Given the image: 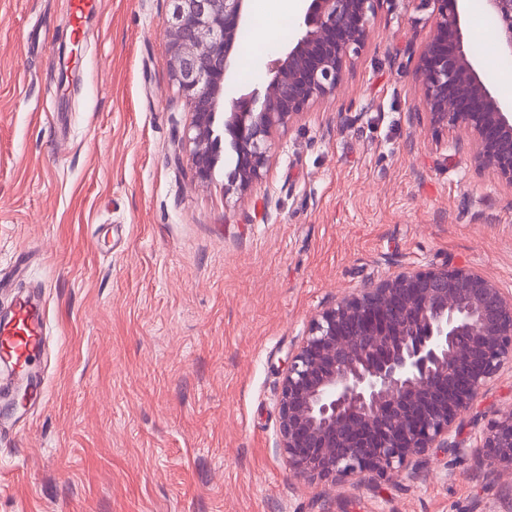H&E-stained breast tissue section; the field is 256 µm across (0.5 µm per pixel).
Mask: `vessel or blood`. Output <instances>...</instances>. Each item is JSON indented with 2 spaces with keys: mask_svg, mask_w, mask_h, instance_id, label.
Segmentation results:
<instances>
[{
  "mask_svg": "<svg viewBox=\"0 0 512 512\" xmlns=\"http://www.w3.org/2000/svg\"><path fill=\"white\" fill-rule=\"evenodd\" d=\"M71 35L81 38L83 20L99 10V0H70ZM47 335L46 309L31 294L15 291L11 316L0 318V387L37 388L31 370L42 354Z\"/></svg>",
  "mask_w": 512,
  "mask_h": 512,
  "instance_id": "vessel-or-blood-1",
  "label": "vessel or blood"
}]
</instances>
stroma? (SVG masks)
Returning <instances> with one entry per match:
<instances>
[{"instance_id": "stroma-1", "label": "stroma", "mask_w": 512, "mask_h": 512, "mask_svg": "<svg viewBox=\"0 0 512 512\" xmlns=\"http://www.w3.org/2000/svg\"><path fill=\"white\" fill-rule=\"evenodd\" d=\"M247 9L273 41L240 42L228 97L264 92L293 39L265 0ZM432 10L381 0L340 92L274 134L238 198L229 165L201 184L177 152L168 0H102L77 43L68 0H0V267L32 255L48 321L46 396L0 442V512H512V471L476 447L512 408V368L457 421L461 456L331 486L279 442L283 361L336 296L445 264L512 293V187L420 113ZM497 25L471 5L468 46L504 98Z\"/></svg>"}]
</instances>
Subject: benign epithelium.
I'll return each mask as SVG.
<instances>
[{
    "label": "benign epithelium",
    "instance_id": "benign-epithelium-1",
    "mask_svg": "<svg viewBox=\"0 0 512 512\" xmlns=\"http://www.w3.org/2000/svg\"><path fill=\"white\" fill-rule=\"evenodd\" d=\"M166 52L190 104L183 142L195 178L209 182L222 157L234 167L225 194L262 180L273 132L336 95L362 48L380 0H302L296 43L272 61L263 98L223 97L234 48L249 24L246 0H170ZM434 3L416 73L429 125L457 133L467 151L512 187V102L481 77L465 49L469 0ZM512 57V0H483ZM279 434L299 476L337 485L401 472L429 448L462 453L454 424L475 395L512 364V294L477 270L403 269L351 293L311 321L284 360ZM486 456L512 470V410L493 419Z\"/></svg>",
    "mask_w": 512,
    "mask_h": 512
}]
</instances>
